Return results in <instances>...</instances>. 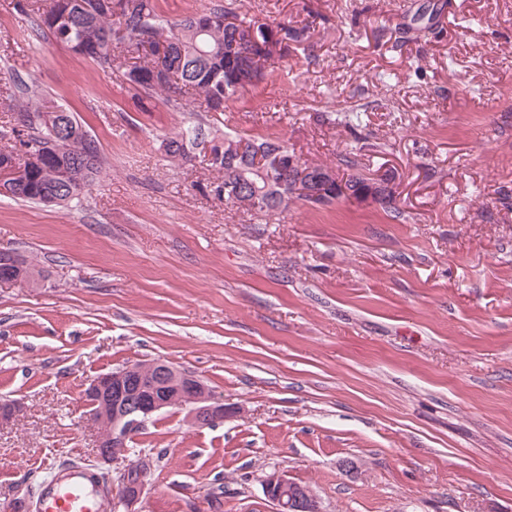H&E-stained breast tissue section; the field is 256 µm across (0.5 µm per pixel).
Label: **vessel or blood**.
<instances>
[{
    "mask_svg": "<svg viewBox=\"0 0 512 512\" xmlns=\"http://www.w3.org/2000/svg\"><path fill=\"white\" fill-rule=\"evenodd\" d=\"M110 491L100 475L84 467H56L44 479L35 499L21 512H107Z\"/></svg>",
    "mask_w": 512,
    "mask_h": 512,
    "instance_id": "obj_1",
    "label": "vessel or blood"
}]
</instances>
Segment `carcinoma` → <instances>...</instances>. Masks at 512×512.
<instances>
[{"label": "carcinoma", "mask_w": 512, "mask_h": 512, "mask_svg": "<svg viewBox=\"0 0 512 512\" xmlns=\"http://www.w3.org/2000/svg\"><path fill=\"white\" fill-rule=\"evenodd\" d=\"M18 7L35 16L36 30L79 58L110 68L112 51L117 50L131 60L123 76L135 96L197 95L206 112L224 111L232 97L272 75L275 63L261 55L269 33L281 36L288 52H312L309 25L240 18L219 5L207 11L211 23L206 27L199 26L196 14L164 23L154 0H136L133 10L120 16L106 9L101 0H27ZM10 112L13 143L0 145V160L14 163L9 198L42 204L52 201L59 207L80 199L103 167L101 153L88 138V131L79 122L68 128L60 116L49 124L41 121L45 111L34 95L15 101ZM362 118L361 112L336 111L337 124L350 130L360 126ZM227 138L246 141L250 160L242 171L261 189L266 186L263 169L269 147L285 149L287 145L233 131L214 134L209 166L217 173V181L209 185L210 193L230 203L224 186L235 182L238 174L224 166V153L219 151ZM191 148L192 142L182 135L166 139L165 153L179 164L192 162ZM15 263L23 265L30 278L38 275L27 260L0 253L1 266Z\"/></svg>", "instance_id": "1"}]
</instances>
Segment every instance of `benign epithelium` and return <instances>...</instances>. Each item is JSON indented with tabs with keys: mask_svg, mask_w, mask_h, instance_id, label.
Returning <instances> with one entry per match:
<instances>
[{
	"mask_svg": "<svg viewBox=\"0 0 512 512\" xmlns=\"http://www.w3.org/2000/svg\"><path fill=\"white\" fill-rule=\"evenodd\" d=\"M245 145L224 141V163L233 168L244 165ZM274 165L268 168V188L287 187L304 198L322 203L335 195L336 199L360 204L396 201L398 184L391 171L371 177L366 185L337 178L330 170L313 171L302 160L281 149L271 153ZM180 397L181 405L189 408L188 417L199 427L214 426L224 421L230 409L224 401L194 375L180 370L165 360L133 364L97 377L83 393V403L90 420L102 426L112 425V438L99 437L97 455L115 460L127 452V441L146 419L163 412L172 396ZM111 405V410L103 404ZM265 496L274 512H320L319 502L306 485L294 481L281 470H273L262 480ZM145 484L131 482L123 475L113 497V508L124 512H140Z\"/></svg>",
	"mask_w": 512,
	"mask_h": 512,
	"instance_id": "1",
	"label": "benign epithelium"
}]
</instances>
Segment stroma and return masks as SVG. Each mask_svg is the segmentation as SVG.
Returning a JSON list of instances; mask_svg holds the SVG:
<instances>
[{"instance_id":"1","label":"stroma","mask_w":512,"mask_h":512,"mask_svg":"<svg viewBox=\"0 0 512 512\" xmlns=\"http://www.w3.org/2000/svg\"><path fill=\"white\" fill-rule=\"evenodd\" d=\"M0 0L7 92L66 109L104 158L68 207L0 197V248L41 270L0 286V512L77 462L117 487L149 466L143 512H274L278 469L322 512H512V0H156L174 22L216 5L310 25L311 58L205 112L138 103L120 69L42 38ZM364 104L357 132L327 113ZM284 141L367 174L398 206L300 203L250 215L208 195L214 130ZM161 359L231 407L199 428L154 415L117 461L97 458L82 394ZM353 469H345V461ZM165 143V153L173 161L178 164H187L192 162L194 156L191 151L193 144L190 141V138H188L187 141L183 135H176L167 138Z\"/></svg>"}]
</instances>
